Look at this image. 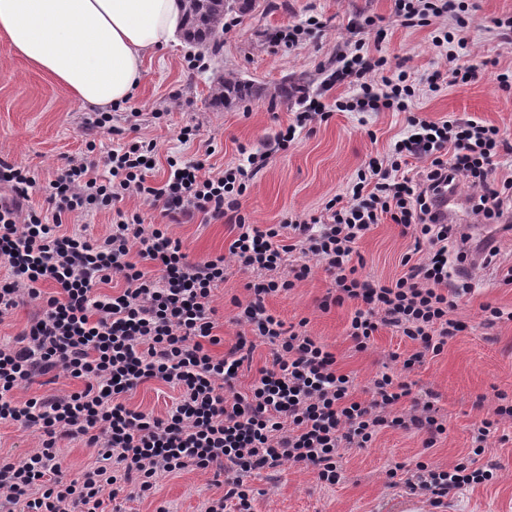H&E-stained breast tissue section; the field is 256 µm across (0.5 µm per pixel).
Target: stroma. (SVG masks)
Segmentation results:
<instances>
[{
	"instance_id": "stroma-1",
	"label": "stroma",
	"mask_w": 512,
	"mask_h": 512,
	"mask_svg": "<svg viewBox=\"0 0 512 512\" xmlns=\"http://www.w3.org/2000/svg\"><path fill=\"white\" fill-rule=\"evenodd\" d=\"M466 3L461 35L467 47L459 56L480 77L433 92L426 78L444 68L445 51L433 45L432 27H403L393 0H259L253 17H227L218 44H190L178 35L147 61L134 98L112 115L113 131L97 136L95 155L103 157L136 137L157 145L155 181L165 180L168 157L192 160L205 155L208 147L213 150L206 155L208 167L224 170L241 163L239 145L266 150L276 132L291 123V101L270 97L268 90L284 79L301 77L310 95L325 103L329 117L302 130L287 150L272 153L242 198L241 211L259 225L281 223L292 212L320 215L330 199L346 194L369 158L390 154L407 131V112L337 111V99L351 97L353 88L328 89L323 84L336 66L337 52L364 38L367 19L379 20L387 33L378 50L389 68H405L418 87L408 112L431 121L472 116L512 136V93L502 91L495 80L496 73L512 70V44L494 27L495 20L512 16V0ZM312 16L317 22L311 26L307 20ZM293 26L304 29L297 45L270 43L273 32ZM228 72L250 80L257 94L214 105L211 88ZM92 113L0 40V159L26 166L39 184H46L65 158L86 154L85 124ZM187 125L196 128L197 137L183 144L179 133ZM169 231L194 258L227 254L233 238L229 225L219 221L173 223ZM408 248L398 225L388 220L375 225L357 247L364 260L362 275L381 282L399 277L400 259ZM511 266L512 242H507L495 264L472 271L473 291L454 312L468 322V330L449 340L440 355L427 357L410 376L414 394L434 392L435 404L447 418L448 430L434 448L423 450L421 438L413 433L385 429L368 447L344 455L345 479L335 486L320 484L309 469L284 464L274 475L252 477L253 512H404L409 502L424 503V512H436L427 506L426 495L392 486L387 472L397 463L414 469L424 455L435 465L453 467L467 456L473 425L484 414L476 406L478 399L492 398L498 390L512 394V321L491 329L481 325L482 305L512 309V284L501 281L502 269ZM247 280V274L229 268L214 292L217 332L228 347L244 331L232 319L230 300L244 296ZM330 286V277L320 270L292 291L269 298L267 307L288 324L307 319L310 333L335 354L342 372L355 377L359 390H366L380 372H399L391 356L411 350V342L383 329L368 350H355L346 333L353 305L321 307ZM507 435V441L493 440L488 451L500 465L496 480L460 490L446 512H512V427ZM223 493L224 482L213 473L191 471L161 478L154 496L124 502L123 507L125 512H155L166 502L174 512H204L208 499Z\"/></svg>"
}]
</instances>
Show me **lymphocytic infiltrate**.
Here are the masks:
<instances>
[{
  "instance_id": "obj_1",
  "label": "lymphocytic infiltrate",
  "mask_w": 512,
  "mask_h": 512,
  "mask_svg": "<svg viewBox=\"0 0 512 512\" xmlns=\"http://www.w3.org/2000/svg\"><path fill=\"white\" fill-rule=\"evenodd\" d=\"M463 10L461 0H395L403 26L445 15L454 20V27L435 30L438 47L453 43ZM387 63L358 41L338 53L325 80L356 89L337 100V111L404 112L408 131L389 157L359 170L349 197L330 199L316 217L248 223L241 199L266 166L265 151L216 174L202 160L172 159L168 178L158 183L155 144L133 140L100 164L68 159L42 187L28 169L0 159V262L9 270L0 278V317L26 301L38 306L22 331L0 343V423L38 436L36 450L23 459L0 458V512H105L104 489L145 498L160 477L194 470L224 477L223 495L206 512H252L248 479L256 471L290 462L334 485L342 479L345 451L367 447L386 428L434 447L448 424L432 401L412 397L404 376L467 330L452 313L472 290L470 283H453L449 270L450 262L466 261L467 239L457 225L437 223L434 202L441 189L464 180L477 216L511 226L512 179H497L495 171L502 155H512V142L480 120L434 122L408 114L415 85L408 71L387 75ZM39 189L53 215L31 206ZM128 196L169 221L201 215L231 224L227 255L190 257L167 224L149 225L141 212L120 210ZM102 209L114 216L100 238L68 230L62 221ZM386 219L412 247L401 257L402 275L381 283L360 275L356 246ZM292 253L295 264H286ZM230 262L252 275L246 296L231 300L235 320L251 334L220 355L213 351L222 339L214 332L212 292ZM283 266L282 278L276 271ZM319 267L333 281L326 303L356 304L347 334L357 350L368 349L382 328L414 345L410 353L393 354L400 373L376 376L369 399H355L354 377L340 372L306 321L285 324L267 307L269 297L291 291ZM116 278L122 288L102 292ZM260 342L270 346L272 360L240 391L239 377ZM62 373L81 389L15 400L22 384ZM151 382L178 390L164 414L125 402ZM511 420L512 399L496 394L473 431L470 460L449 469L417 462L406 488L438 508L463 488L491 482L499 465L484 458L488 440ZM75 441L91 448L95 460L71 479L61 449Z\"/></svg>"
}]
</instances>
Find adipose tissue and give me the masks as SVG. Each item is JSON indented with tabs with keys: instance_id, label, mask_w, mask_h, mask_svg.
I'll return each instance as SVG.
<instances>
[{
	"instance_id": "ef3b65f1",
	"label": "adipose tissue",
	"mask_w": 512,
	"mask_h": 512,
	"mask_svg": "<svg viewBox=\"0 0 512 512\" xmlns=\"http://www.w3.org/2000/svg\"><path fill=\"white\" fill-rule=\"evenodd\" d=\"M181 0H0V37L81 103L128 102L172 39Z\"/></svg>"
}]
</instances>
